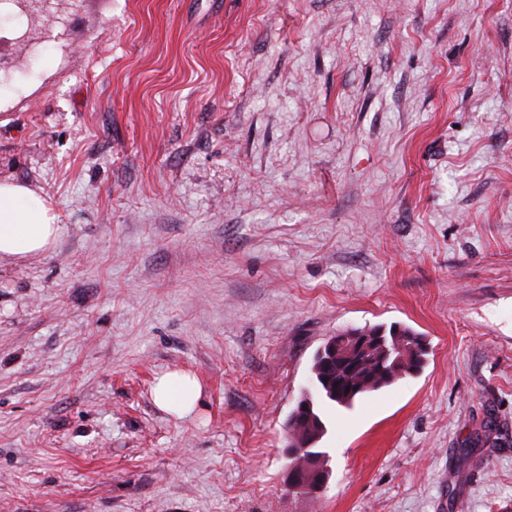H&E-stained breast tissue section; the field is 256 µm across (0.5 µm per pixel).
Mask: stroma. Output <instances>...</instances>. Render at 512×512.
I'll return each instance as SVG.
<instances>
[{
	"label": "stroma",
	"mask_w": 512,
	"mask_h": 512,
	"mask_svg": "<svg viewBox=\"0 0 512 512\" xmlns=\"http://www.w3.org/2000/svg\"><path fill=\"white\" fill-rule=\"evenodd\" d=\"M0 13V512H512V0H60ZM422 371L289 413L337 331ZM201 386L159 408L167 373ZM44 200L31 188L0 183V256L22 260L53 248L60 224ZM349 330H359L364 336H378V346L358 367L350 368L342 361H336V368L330 371L324 368V359L328 357L324 349V356H320L319 351L316 352L311 366L315 393H303L297 402L298 404L304 396L309 397L312 418L297 421L292 419L296 404L287 421L288 429L297 433L300 440L310 443L309 447L301 445L300 441L290 445L289 458H298L288 477L289 486L294 489H306L303 476L311 468V458H302L303 453L321 464L328 465L329 455L321 450L322 448H317L318 442L327 433L320 410L321 405L336 404L343 408H351L358 396L379 391L401 378L418 374L426 362L427 343L421 334L408 326L393 325L387 329L383 325H373L342 330L328 338L336 342V349L339 352L344 346ZM412 347L417 351L413 352ZM402 349H410L405 362L397 361L403 353ZM324 378H327V381H324ZM334 383H337V386H334ZM350 386L354 387V391L348 394ZM305 448L307 449L304 452ZM200 394V386L187 376L162 377L154 388L155 403L180 416L190 413Z\"/></svg>",
	"instance_id": "1"
}]
</instances>
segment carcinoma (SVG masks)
Segmentation results:
<instances>
[{"label": "carcinoma", "mask_w": 512, "mask_h": 512, "mask_svg": "<svg viewBox=\"0 0 512 512\" xmlns=\"http://www.w3.org/2000/svg\"><path fill=\"white\" fill-rule=\"evenodd\" d=\"M359 331L365 336L378 337L377 348L356 368L338 361L336 368L330 371L324 368V358L315 354L311 366L315 391L306 393L312 417L297 421L290 418L287 421L288 428L297 433L300 440L309 442L305 455L321 464L326 465L329 461L327 452L317 448L318 442L327 433L321 405L336 404L350 408L357 397L419 373L426 362V341L408 326L393 325L387 328L373 325L361 327Z\"/></svg>", "instance_id": "carcinoma-1"}]
</instances>
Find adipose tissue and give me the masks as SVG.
Returning <instances> with one entry per match:
<instances>
[{
    "mask_svg": "<svg viewBox=\"0 0 512 512\" xmlns=\"http://www.w3.org/2000/svg\"><path fill=\"white\" fill-rule=\"evenodd\" d=\"M61 234L44 200L31 188L0 183V256L22 260L53 248ZM200 394L189 377L167 375L154 388L156 404L178 415L190 413Z\"/></svg>",
    "mask_w": 512,
    "mask_h": 512,
    "instance_id": "1",
    "label": "adipose tissue"
}]
</instances>
